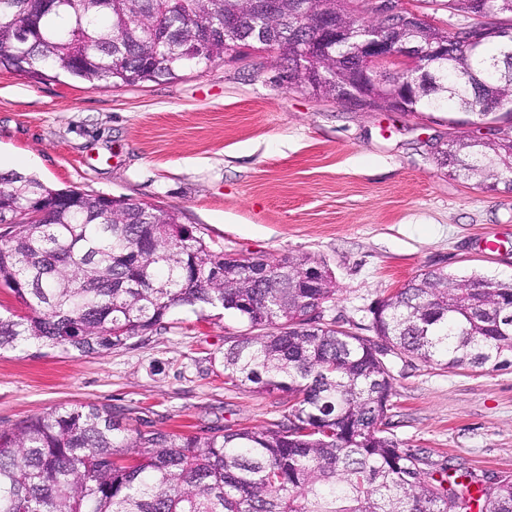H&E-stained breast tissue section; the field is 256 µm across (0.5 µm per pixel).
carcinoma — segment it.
I'll use <instances>...</instances> for the list:
<instances>
[{"mask_svg":"<svg viewBox=\"0 0 512 512\" xmlns=\"http://www.w3.org/2000/svg\"><path fill=\"white\" fill-rule=\"evenodd\" d=\"M481 0H446L457 27ZM487 16L512 25V0ZM0 0V63L33 79L63 73L92 87L139 86L207 69L224 56L279 49L288 85L336 99L358 86L361 36L353 0ZM343 30L317 51L311 18ZM239 18L238 34L224 20ZM398 41L452 48L430 56L409 112H446L448 124L489 119L512 100L505 44L471 51L461 32L389 18ZM394 82L366 89L368 108L391 105ZM448 176L495 191L512 183V139L450 138L438 151ZM27 208L44 213L28 221ZM0 282L28 312L0 316V351L61 347L100 354L168 328L178 307L221 308L246 333L224 349V377L293 398L274 428L178 437L128 433L112 409L61 407L0 429V512H512V478L485 487L461 467L429 470L389 432L390 358L471 371L512 366V283L434 269L371 310L374 336L323 315L336 294L308 256L229 257L161 207L55 189L36 176L0 175Z\"/></svg>","mask_w":512,"mask_h":512,"instance_id":"obj_1","label":"carcinoma"}]
</instances>
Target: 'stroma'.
<instances>
[{
  "label": "stroma",
  "instance_id": "1",
  "mask_svg": "<svg viewBox=\"0 0 512 512\" xmlns=\"http://www.w3.org/2000/svg\"><path fill=\"white\" fill-rule=\"evenodd\" d=\"M452 131L437 112L355 109L288 86L273 53L138 87L0 65V171L175 211L231 255L315 257L336 282L326 318L355 331L431 269L512 282V191L449 177L437 151ZM169 320L101 354L0 352V428L74 404L177 436L283 421L287 393L224 377L239 321L188 308ZM392 366L401 448L489 483L512 475V366Z\"/></svg>",
  "mask_w": 512,
  "mask_h": 512
}]
</instances>
